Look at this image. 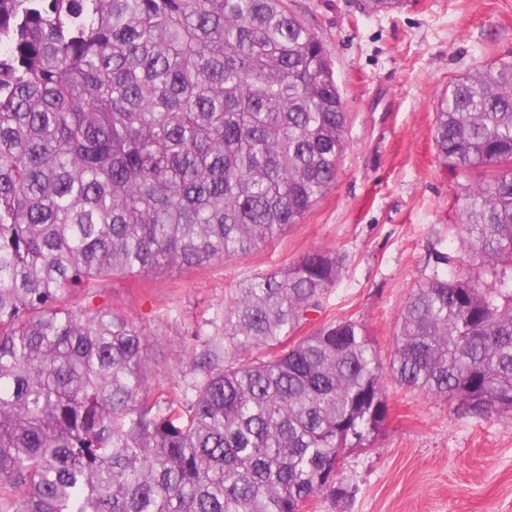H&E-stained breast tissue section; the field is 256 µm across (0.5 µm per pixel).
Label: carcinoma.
I'll use <instances>...</instances> for the list:
<instances>
[{"label": "carcinoma", "instance_id": "cac0c4a2", "mask_svg": "<svg viewBox=\"0 0 512 512\" xmlns=\"http://www.w3.org/2000/svg\"><path fill=\"white\" fill-rule=\"evenodd\" d=\"M347 113L284 0H0V512H300L387 422L364 324L299 336L335 252L240 282L182 398L145 337L68 294L245 256L336 184ZM438 158L464 178L456 269L398 313L391 371L512 418V62L448 88Z\"/></svg>", "mask_w": 512, "mask_h": 512}]
</instances>
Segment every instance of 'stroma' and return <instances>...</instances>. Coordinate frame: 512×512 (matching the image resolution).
Segmentation results:
<instances>
[{"label": "stroma", "mask_w": 512, "mask_h": 512, "mask_svg": "<svg viewBox=\"0 0 512 512\" xmlns=\"http://www.w3.org/2000/svg\"><path fill=\"white\" fill-rule=\"evenodd\" d=\"M323 42L347 112L335 187L300 224L246 256L200 268L117 277L82 294L86 312L116 309L143 330L152 397L185 388L182 362L197 335L216 333L236 284L287 268L305 253L343 259L342 275L301 328L363 323L383 362L390 416L369 445L348 450L335 489L305 512H512V418L396 384L388 362L397 314L412 288L456 256L461 179L439 160L434 114L451 81L512 60V0H406L372 13L364 0H287Z\"/></svg>", "instance_id": "1"}]
</instances>
